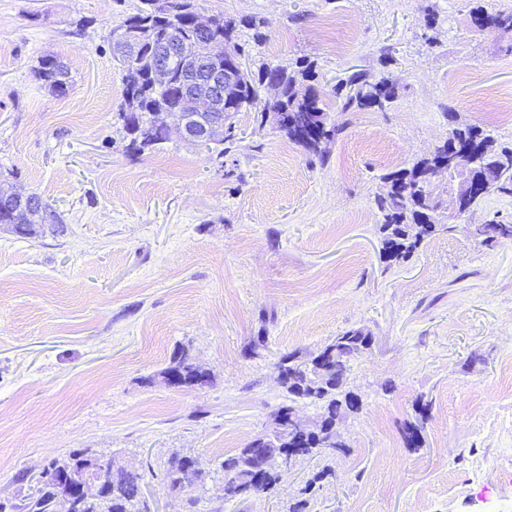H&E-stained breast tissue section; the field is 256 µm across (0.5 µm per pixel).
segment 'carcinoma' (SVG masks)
Listing matches in <instances>:
<instances>
[{"label": "carcinoma", "mask_w": 512, "mask_h": 512, "mask_svg": "<svg viewBox=\"0 0 512 512\" xmlns=\"http://www.w3.org/2000/svg\"><path fill=\"white\" fill-rule=\"evenodd\" d=\"M196 11L191 0H143L112 34L125 33L127 40H112V59L116 62L122 82L123 107L118 112L127 133V149L134 153L153 150L168 140L167 129L158 124L155 116L161 111L170 113L175 121L188 116L196 120L211 116L209 112L189 111L183 106L180 71L192 65L193 50L199 39L192 27ZM213 34L224 38L233 46V54L240 62L236 80L228 92L218 116L224 122V137L215 141V150L222 156L237 143L235 117L240 112H256L260 118L274 114L277 128L289 139L315 152L318 144L339 134L342 127L332 122L328 105L311 82L315 80L313 66L299 58L295 69L287 66L262 64L253 70L245 63L246 50L239 43V30L253 31L252 40L260 43L265 39L264 22L251 18L236 20L216 16L212 18ZM471 27L479 32L484 27L493 30L512 31V11H489L481 6L470 10ZM176 41L183 56L175 66L173 83L159 87L152 82L151 71L155 62V51L159 43ZM38 76L59 96L69 94L72 84L68 68L55 57L41 61ZM276 86L275 97L264 98L268 85ZM332 96L336 111L349 112L356 109L373 108L374 99H380L378 110L386 109L397 97L396 86L385 76L370 75L363 69L356 70L334 86ZM448 138L436 148L432 156L423 158L410 168L388 174L390 183L386 194L375 199L382 217L380 231L383 234V249L387 258L400 259L409 256L427 238L434 235L437 225L422 223L424 200L435 194L448 182V174L441 168L443 157L453 152L462 160L471 158L469 151L476 149L485 138L484 131L476 125L460 126L450 120ZM483 174L491 185V191L512 195V144L503 145L483 160ZM31 199L40 208L42 224H59L60 216L40 196ZM474 237L485 244L499 239L512 240V224L474 225ZM371 344V337L360 330L346 331L323 350L324 362L317 365L301 361L293 353L281 356L278 367L289 377L285 383L288 394L294 397L319 400L324 403L322 418L332 421L341 413H354L360 409L359 400L351 393L336 387V377L345 376L350 360ZM179 370L186 388H201L211 378H201L196 364L188 354L182 352L172 358V365L165 371ZM336 439L331 436H310L302 443L301 456H311L323 448H330ZM288 447V434L282 433L271 441L256 439L239 453L224 459V477L242 482L251 480L247 469L249 455L255 448H266L276 460L282 449ZM201 464L199 458L174 454L167 461L165 477L175 484L179 473L187 466ZM20 480L30 483L31 492L17 502L0 501V512H56V503L63 493V485L49 483L35 474L24 473ZM142 500L141 475L120 470L112 478V487L96 499L88 512H139Z\"/></svg>", "instance_id": "carcinoma-1"}]
</instances>
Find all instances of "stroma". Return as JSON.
Wrapping results in <instances>:
<instances>
[{
	"instance_id": "1",
	"label": "stroma",
	"mask_w": 512,
	"mask_h": 512,
	"mask_svg": "<svg viewBox=\"0 0 512 512\" xmlns=\"http://www.w3.org/2000/svg\"><path fill=\"white\" fill-rule=\"evenodd\" d=\"M256 18L250 65L312 62L323 99L355 69L398 88L383 111L332 112L314 156L273 119L238 113L224 157L171 135L129 152L111 31L141 0H0V184L60 216L21 239L0 226V498L22 472L85 450L139 473L148 512H512V224L494 193L409 257L382 254L387 174L429 157L448 117L512 142V32H474L477 5L512 0H196ZM434 14L433 28L424 17ZM69 69L56 95L43 57ZM360 330L342 450L278 465L274 490L225 499V458L272 434L294 403L282 355L315 356ZM188 350L208 386L161 377ZM210 473L173 490L172 454ZM57 60L55 57L43 58L38 70V76L58 96H66L69 94L72 84L68 68L61 61H59L60 65ZM474 237L481 239L482 243L489 244L499 239L512 240V224H499L490 222L488 224H475Z\"/></svg>"
}]
</instances>
